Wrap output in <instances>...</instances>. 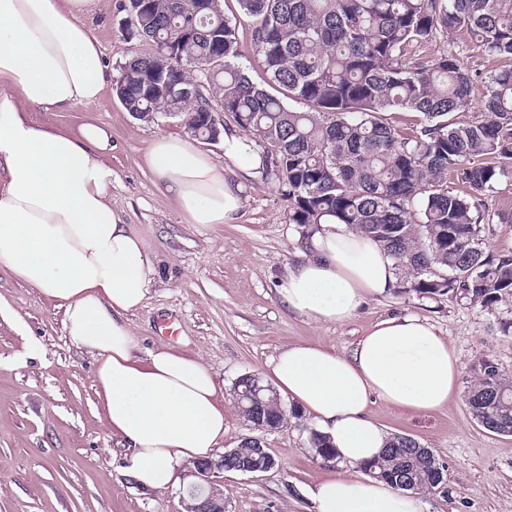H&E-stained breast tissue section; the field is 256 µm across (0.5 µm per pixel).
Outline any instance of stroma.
<instances>
[{
    "instance_id": "1",
    "label": "stroma",
    "mask_w": 512,
    "mask_h": 512,
    "mask_svg": "<svg viewBox=\"0 0 512 512\" xmlns=\"http://www.w3.org/2000/svg\"><path fill=\"white\" fill-rule=\"evenodd\" d=\"M123 0H99L84 23L101 43L110 76L132 53L150 45L129 38ZM235 27L240 60L251 80L266 74L251 40V19L237 0H223ZM455 49L461 65L485 78L503 67L464 32L439 34L427 55ZM39 118L56 133L74 134L86 122L112 136L113 207L140 234L152 261V284L143 305L129 315L135 354L146 358L162 346L200 359L224 390V439L220 451L255 435L275 457V468L257 476L224 475V512H313L305 487L336 474L309 445L312 421L283 401L286 421L257 431L240 414L233 385L246 373L263 374L287 346L315 343L352 352L375 322L415 315L432 322L462 362L459 389L442 408L413 413L383 402L370 407L392 434H408L431 449L444 466L442 484L424 493L426 512H512V435L487 430L467 404L471 367L493 360L512 378V334L494 314L443 296L437 299L396 287L367 303L344 324H320L288 311L277 293L288 265L303 249L297 225L288 221L287 198L275 176L241 181L242 207L228 224H190L176 202L163 195L146 165L153 140L187 136L182 119L135 120L112 88L98 104ZM491 220L484 242L495 254L512 255V174L482 198ZM63 311L37 289L0 268V512H183L178 487H140L124 469L125 449L106 427L96 392V358L67 336ZM35 356H26L29 344Z\"/></svg>"
}]
</instances>
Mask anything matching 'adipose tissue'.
Returning a JSON list of instances; mask_svg holds the SVG:
<instances>
[{
	"label": "adipose tissue",
	"instance_id": "1",
	"mask_svg": "<svg viewBox=\"0 0 512 512\" xmlns=\"http://www.w3.org/2000/svg\"><path fill=\"white\" fill-rule=\"evenodd\" d=\"M94 3L0 0V267L63 309L70 341L97 359L95 385L106 425L127 449L125 471L164 490L222 442L224 392L199 359L166 347L144 360L134 354L127 316L150 292L152 264L111 203L108 131L89 122L75 135L52 133L27 117L100 100L109 74L81 20ZM145 160L188 223L236 219L240 184L189 140L158 138ZM395 282L387 252L330 221L315 226L278 292L290 311L340 325ZM460 375L454 348L413 315L374 323L348 354L300 343L273 358L267 379L311 418L342 467L308 485L315 512H424L417 494L352 469L381 456L391 438L370 413L374 401L431 412L447 404Z\"/></svg>",
	"mask_w": 512,
	"mask_h": 512
}]
</instances>
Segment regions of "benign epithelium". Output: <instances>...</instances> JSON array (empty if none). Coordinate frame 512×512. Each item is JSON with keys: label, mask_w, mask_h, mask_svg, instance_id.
<instances>
[{"label": "benign epithelium", "mask_w": 512, "mask_h": 512, "mask_svg": "<svg viewBox=\"0 0 512 512\" xmlns=\"http://www.w3.org/2000/svg\"><path fill=\"white\" fill-rule=\"evenodd\" d=\"M181 502L185 512H224V455L185 466Z\"/></svg>", "instance_id": "7a95c632"}]
</instances>
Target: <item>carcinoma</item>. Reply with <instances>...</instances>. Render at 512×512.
<instances>
[{
  "mask_svg": "<svg viewBox=\"0 0 512 512\" xmlns=\"http://www.w3.org/2000/svg\"><path fill=\"white\" fill-rule=\"evenodd\" d=\"M238 3L253 17L268 88L237 61L236 30L222 0H127L130 34L153 50L119 65L114 91L126 110L145 122L179 117L198 136V115H231L265 146L263 165L288 196V223L303 239L333 218L394 259L400 287L506 313L501 331L512 332V256L485 249L481 203L512 160V68L479 85L455 52L419 54L438 33L465 30L485 52L512 57V0ZM163 54L174 61L168 70L158 69ZM476 96L484 118L457 121ZM288 99L307 110L291 109ZM390 112L419 114V132H395L386 122ZM450 170L462 171L469 193L448 190ZM259 385L261 417L277 418L276 392ZM468 405L485 428L512 435V379L492 360L473 366ZM389 447L363 469L404 491L443 482L435 454L415 438L395 434ZM262 451L260 439L244 438L224 468L237 471Z\"/></svg>",
  "mask_w": 512,
  "mask_h": 512,
  "instance_id": "obj_1",
  "label": "carcinoma"
}]
</instances>
